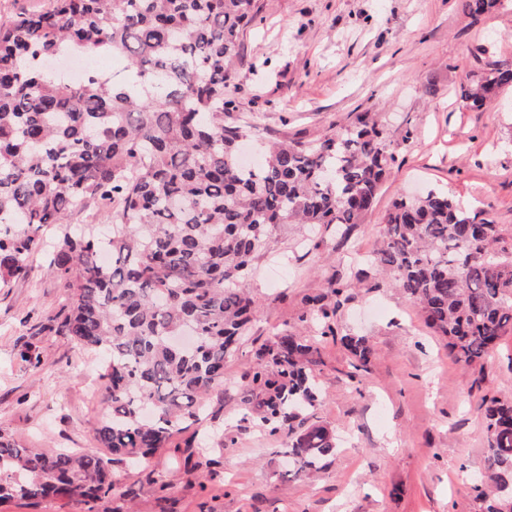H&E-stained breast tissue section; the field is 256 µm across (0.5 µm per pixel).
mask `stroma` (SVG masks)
Masks as SVG:
<instances>
[{"label": "stroma", "mask_w": 512, "mask_h": 512, "mask_svg": "<svg viewBox=\"0 0 512 512\" xmlns=\"http://www.w3.org/2000/svg\"><path fill=\"white\" fill-rule=\"evenodd\" d=\"M259 23L244 33L229 67L225 96L233 118L257 128L244 147L259 157L262 140H314L346 126L352 113L377 112L409 145L384 183L373 212L347 237L328 231L304 247L296 225L277 230L275 250L259 259L248 286L260 313L224 364V392L207 399L202 430L234 436L205 483L176 469L173 450L195 438L176 433L147 466L116 469L133 499L109 497L99 512H482L471 477L486 464L488 438L480 399H512V335L482 368L464 371L446 342L387 276L365 263L382 239L391 202L441 189L512 228V89L498 105L467 110L466 73L512 58V5L480 20L460 0H254ZM35 253L31 274L0 283V433L26 448H91L101 414L102 362L67 336L41 331L42 316L66 304ZM347 285L337 330L368 338V371L351 377L340 342L306 333L318 349L321 397L312 421L338 448L314 479L286 474V436L242 419L240 383L255 350L298 327L305 297ZM39 358L31 369L22 350Z\"/></svg>", "instance_id": "35a3bbf8"}]
</instances>
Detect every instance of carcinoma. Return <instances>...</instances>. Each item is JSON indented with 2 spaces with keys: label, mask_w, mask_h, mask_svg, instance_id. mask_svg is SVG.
<instances>
[{
  "label": "carcinoma",
  "mask_w": 512,
  "mask_h": 512,
  "mask_svg": "<svg viewBox=\"0 0 512 512\" xmlns=\"http://www.w3.org/2000/svg\"><path fill=\"white\" fill-rule=\"evenodd\" d=\"M479 18L500 0H462ZM253 0H51L0 24V282L29 277L40 227L62 226L49 270L69 297L43 329L104 357L98 447L24 448L0 434V507L126 495L113 465L147 463L224 390V364L259 313L244 289L284 224H362L398 144L373 112L317 140L285 139L242 163L252 127L224 122L228 64L255 23ZM109 55L130 79L70 82L49 62ZM481 109L512 87V61L465 75ZM118 201L112 223L72 229L73 212ZM512 239L482 211L435 189L393 201L369 263L418 305L465 370L512 334ZM345 286L305 300L299 322L336 337ZM340 337V336H338ZM356 371L372 348L343 335ZM317 348L285 328L256 349L241 402L285 431L288 473L309 478L336 437L303 413L318 401ZM488 451L472 478L484 512H512V400L481 399Z\"/></svg>",
  "instance_id": "1"
}]
</instances>
